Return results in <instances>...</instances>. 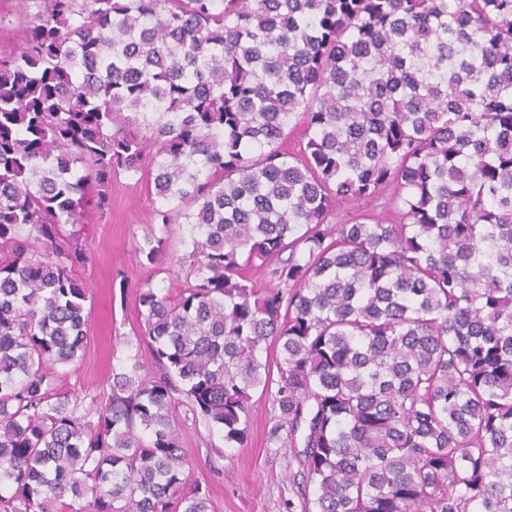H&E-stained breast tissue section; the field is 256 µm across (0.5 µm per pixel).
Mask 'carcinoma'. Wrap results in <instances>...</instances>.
<instances>
[{"label":"carcinoma","instance_id":"cac0c4a2","mask_svg":"<svg viewBox=\"0 0 512 512\" xmlns=\"http://www.w3.org/2000/svg\"><path fill=\"white\" fill-rule=\"evenodd\" d=\"M16 4L0 512H209L173 411L242 447L257 392L304 512H512V0ZM120 174L152 181L150 223L191 225L185 275L139 293L152 367L127 356L83 411L58 388L86 346L81 226Z\"/></svg>","mask_w":512,"mask_h":512}]
</instances>
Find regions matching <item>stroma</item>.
Masks as SVG:
<instances>
[{
  "mask_svg": "<svg viewBox=\"0 0 512 512\" xmlns=\"http://www.w3.org/2000/svg\"><path fill=\"white\" fill-rule=\"evenodd\" d=\"M112 210L106 218L87 219L84 240L90 260L77 276L90 288L85 354L65 370L62 391L90 407L112 378V366L136 353L150 360L141 337L138 294L141 288H167L183 272L178 263L190 234L186 224L171 227L161 267L141 264L136 252L147 237L159 234L149 223L155 206L147 181L123 175L112 181ZM173 424L189 461V484L207 487L210 512H303L304 484L298 451L275 439L271 397L256 399L243 447H227L221 432L208 429L189 405L177 407Z\"/></svg>",
  "mask_w": 512,
  "mask_h": 512,
  "instance_id": "obj_1",
  "label": "stroma"
}]
</instances>
